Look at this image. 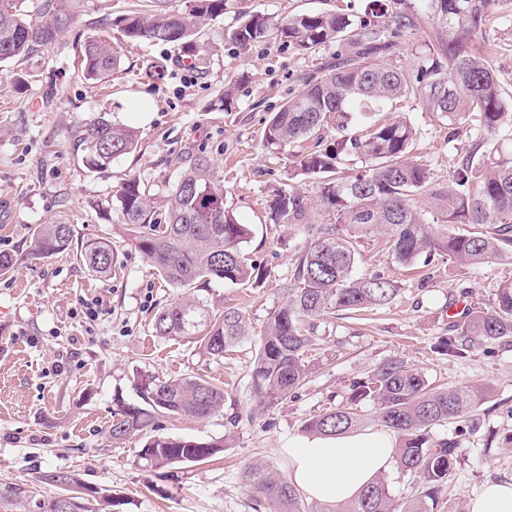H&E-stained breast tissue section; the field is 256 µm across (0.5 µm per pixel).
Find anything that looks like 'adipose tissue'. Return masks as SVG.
Returning a JSON list of instances; mask_svg holds the SVG:
<instances>
[{
    "instance_id": "ef3b65f1",
    "label": "adipose tissue",
    "mask_w": 512,
    "mask_h": 512,
    "mask_svg": "<svg viewBox=\"0 0 512 512\" xmlns=\"http://www.w3.org/2000/svg\"><path fill=\"white\" fill-rule=\"evenodd\" d=\"M396 441L383 430L304 438L285 450L292 482L309 498L336 504L355 498L395 462Z\"/></svg>"
}]
</instances>
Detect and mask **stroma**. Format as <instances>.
Returning a JSON list of instances; mask_svg holds the SVG:
<instances>
[{"mask_svg":"<svg viewBox=\"0 0 512 512\" xmlns=\"http://www.w3.org/2000/svg\"><path fill=\"white\" fill-rule=\"evenodd\" d=\"M369 0H224L222 15L208 20L195 53L180 46L130 42L113 34L121 67L107 82L91 84L77 66L84 38L128 11L178 9L183 0H20L21 13L36 16L46 5L72 9L76 23L53 45L0 65V252L13 258L0 275V489L25 496L15 506L0 499V512H44L58 494L42 474L69 472L85 486L112 494L114 512H252L245 464L263 460L289 471L284 452L302 437L303 422L339 403L350 383L383 360L401 356L428 376L451 385L490 383L480 423L462 438L452 501L470 502L484 482H512V338L477 347L464 359L437 351L448 335V307L488 301L495 284L512 278V264L470 267L437 261L403 275L368 235L360 252L371 267L401 281L395 300L351 318L327 315L314 331L317 363L308 382L282 403L264 406L251 388L252 349L240 345L224 359L200 354L181 337H159L156 311L182 294L169 286L132 244L114 204L122 183H145L157 212L183 169L205 152L224 184V197L240 223L251 229L249 255L267 270L262 286L216 282L203 292L209 304L241 307L255 330L285 300L282 290L304 233L271 223L269 204L280 191H311L293 173V150L263 145L268 113L277 111L304 78L336 59V44L299 54L267 39L241 49L228 33L241 13L261 11L278 20L302 13L343 12L363 17ZM482 48L503 88L512 94V0H496ZM235 107H215L225 87ZM399 110L419 129L417 153L438 184H447L467 126L402 102ZM144 110L146 122L130 123ZM133 125L135 151L104 170L89 171L77 149L82 127L96 118ZM72 225L76 241L106 237L117 262L108 278L92 275L76 252L35 259L33 232L50 222ZM206 375L224 384V408L209 420H161L160 433L225 441L218 458L175 464L155 472L138 454L140 433L108 438L116 398L137 402L141 375Z\"/></svg>","mask_w":512,"mask_h":512,"instance_id":"stroma-1","label":"stroma"}]
</instances>
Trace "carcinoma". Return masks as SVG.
Listing matches in <instances>:
<instances>
[{"label": "carcinoma", "instance_id": "obj_1", "mask_svg": "<svg viewBox=\"0 0 512 512\" xmlns=\"http://www.w3.org/2000/svg\"><path fill=\"white\" fill-rule=\"evenodd\" d=\"M494 0H370V18L319 12L274 20L259 12L242 15L230 38L242 48L277 38L311 53L335 43L353 51L309 79L264 128L266 147L302 145L295 154L301 174L314 179L313 193L290 191L271 204V220L286 230L300 228L306 245L294 259L284 286L286 301L267 319L255 340L252 389L258 399L276 404L302 387L309 374L314 321L326 314L369 311L390 304L400 283L376 268L357 271L363 263L357 248L371 228L387 240L395 263L405 269L420 256L461 265L512 259V153L492 138L512 129V98L505 95L475 35L485 26ZM224 10V0H184L178 10L120 20L131 41L178 43L193 49L204 20ZM72 14L47 5L36 18L17 9V0H0V64L54 44L69 28ZM428 30L427 51L410 74L382 65L377 58L396 46L405 29ZM78 61L87 79L101 81L118 69L119 52L112 40L88 36ZM413 98L423 110L466 124L470 143L448 177L433 186L430 169L411 155L417 128L405 117H379L386 106ZM337 136L325 143L327 132ZM85 167L96 172L137 146L136 131L100 119L81 130L77 140ZM362 166L346 172V156ZM121 223L135 247L156 273L188 294L161 308L153 320L160 337L179 336L214 359L234 351L250 338L245 311L225 306L213 312L192 293L214 281L257 287L266 272L248 256L250 230L224 202V184L206 156H196L181 175L167 205V221L158 223L147 188L132 177L116 194ZM70 224H42L33 233L31 255L48 258L72 247ZM79 258L98 277L112 273V242L98 237L82 243ZM440 342L444 354L464 358L478 344L512 337V278L501 281L486 303L469 306L448 326ZM140 402H119L108 436L117 442L157 428L159 418L202 421L224 408V386L200 376L161 379L141 376ZM492 386H447L400 356L381 362L351 383L347 396L305 420L303 431L321 436L343 434L364 425L358 411L371 402V420L396 439L397 467L418 484L416 497L394 503L388 484L379 478L336 512H430L452 482L459 462V438L475 430L480 406ZM452 426L455 438H437L438 427ZM222 441L153 436L140 450L145 466L161 470L177 463L202 462L223 451ZM249 491L257 505L278 512H299L300 490L278 468L267 463L245 465ZM114 499L89 495L81 512H112Z\"/></svg>", "mask_w": 512, "mask_h": 512}]
</instances>
